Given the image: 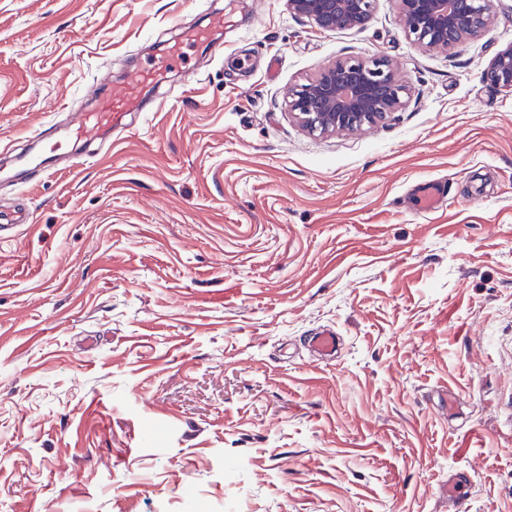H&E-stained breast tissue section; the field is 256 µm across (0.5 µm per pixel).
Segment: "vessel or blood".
Listing matches in <instances>:
<instances>
[{
	"label": "vessel or blood",
	"mask_w": 512,
	"mask_h": 512,
	"mask_svg": "<svg viewBox=\"0 0 512 512\" xmlns=\"http://www.w3.org/2000/svg\"><path fill=\"white\" fill-rule=\"evenodd\" d=\"M228 23L224 13L211 14L207 26L183 30L179 41L168 48L165 58L158 64L131 69L120 82L107 79L99 83L92 92V108L78 113L76 120L65 129L40 135L41 151L24 157L25 166L48 174L60 162L71 159L75 145H111L113 130L123 127L129 115L141 111L149 90L161 88L169 67L182 56L184 48L212 45L214 31L223 29ZM446 197L444 185L432 180L414 184L406 195L410 206L421 212L439 208ZM307 345L317 359L331 360L339 350L340 338L334 329L324 328L308 337Z\"/></svg>",
	"instance_id": "1"
}]
</instances>
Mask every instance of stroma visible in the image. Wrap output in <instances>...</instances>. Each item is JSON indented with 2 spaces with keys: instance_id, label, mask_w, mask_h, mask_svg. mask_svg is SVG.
<instances>
[{
  "instance_id": "1",
  "label": "stroma",
  "mask_w": 512,
  "mask_h": 512,
  "mask_svg": "<svg viewBox=\"0 0 512 512\" xmlns=\"http://www.w3.org/2000/svg\"><path fill=\"white\" fill-rule=\"evenodd\" d=\"M162 106L109 153L0 174V512H512V0L454 54L397 0L325 31L287 0H0V147L160 57ZM381 55L412 94L309 136L288 90ZM446 205L413 210L414 182ZM334 327L341 347L306 341ZM154 429L155 439L144 437ZM484 74L492 85L512 88V44L494 57ZM446 190L438 181H422L411 186L406 198L410 206L421 212L439 208L446 202ZM307 345L319 360H333L340 346V337L331 328L317 331L307 339Z\"/></svg>"
}]
</instances>
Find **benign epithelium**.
Segmentation results:
<instances>
[{
	"label": "benign epithelium",
	"instance_id": "obj_1",
	"mask_svg": "<svg viewBox=\"0 0 512 512\" xmlns=\"http://www.w3.org/2000/svg\"><path fill=\"white\" fill-rule=\"evenodd\" d=\"M374 0H288L289 9L326 30L362 28ZM497 0H399L401 21L414 42L440 52L451 51L484 34ZM486 80L512 88V44L485 70ZM409 93L406 80L384 57L341 59L315 78L288 92V108L311 135H333L376 124L396 111Z\"/></svg>",
	"mask_w": 512,
	"mask_h": 512
}]
</instances>
